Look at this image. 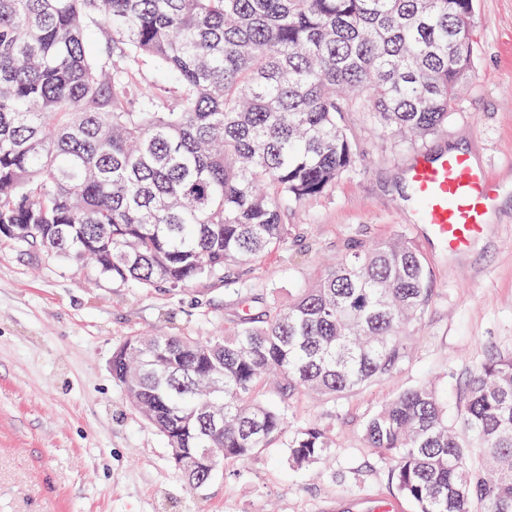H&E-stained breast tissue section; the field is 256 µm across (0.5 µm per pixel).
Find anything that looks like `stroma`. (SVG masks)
I'll return each instance as SVG.
<instances>
[{"label": "stroma", "mask_w": 512, "mask_h": 512, "mask_svg": "<svg viewBox=\"0 0 512 512\" xmlns=\"http://www.w3.org/2000/svg\"><path fill=\"white\" fill-rule=\"evenodd\" d=\"M473 20L474 64L447 126L414 142L379 129L367 110L343 113L352 168L293 205L287 245L242 275L284 305L348 242L402 235L424 258L432 295L408 358L336 399L289 403V430L335 435L329 461L294 468L279 438L189 490L164 437L114 382L112 353L129 336L233 326L235 284L140 288L0 235V512H376L382 500L414 512L391 481L392 459L369 448L366 421L431 381L460 411L470 372L512 354V0H475ZM444 152L468 155L497 186L482 235L459 253L418 224L405 178L418 157Z\"/></svg>", "instance_id": "obj_1"}]
</instances>
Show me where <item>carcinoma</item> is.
I'll use <instances>...</instances> for the list:
<instances>
[{
	"mask_svg": "<svg viewBox=\"0 0 512 512\" xmlns=\"http://www.w3.org/2000/svg\"><path fill=\"white\" fill-rule=\"evenodd\" d=\"M472 14L473 0H0V224L141 288L228 278L285 245L289 206L353 165L342 113L361 103L417 137L448 123ZM146 62L163 87L138 81ZM245 295L222 336H130L112 354L194 491L283 436L293 397L396 369L431 288L396 236L347 244L286 307ZM267 376L277 405L257 396ZM364 435L416 512H512V356L470 373L455 422L423 383ZM333 447L307 425L289 464Z\"/></svg>",
	"mask_w": 512,
	"mask_h": 512,
	"instance_id": "obj_1",
	"label": "carcinoma"
}]
</instances>
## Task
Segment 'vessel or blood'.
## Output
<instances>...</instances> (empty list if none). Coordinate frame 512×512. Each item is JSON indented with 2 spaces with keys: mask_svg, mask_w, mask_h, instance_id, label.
I'll return each mask as SVG.
<instances>
[{
  "mask_svg": "<svg viewBox=\"0 0 512 512\" xmlns=\"http://www.w3.org/2000/svg\"><path fill=\"white\" fill-rule=\"evenodd\" d=\"M420 222L451 253L484 231L495 188L490 176L461 153L416 160L407 170Z\"/></svg>",
  "mask_w": 512,
  "mask_h": 512,
  "instance_id": "b4317fda",
  "label": "vessel or blood"
}]
</instances>
